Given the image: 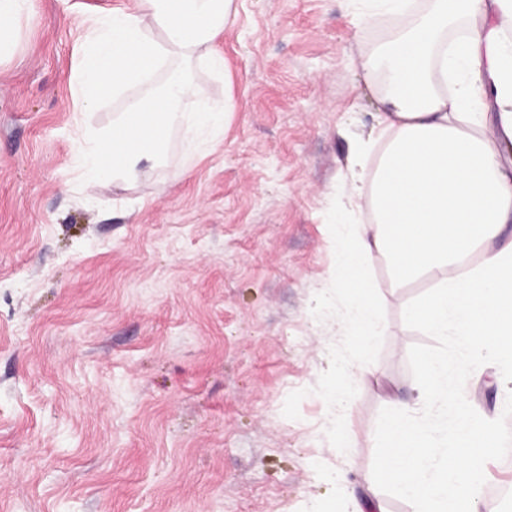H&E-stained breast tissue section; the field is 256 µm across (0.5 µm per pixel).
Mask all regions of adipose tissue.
Wrapping results in <instances>:
<instances>
[{
	"instance_id": "adipose-tissue-1",
	"label": "adipose tissue",
	"mask_w": 512,
	"mask_h": 512,
	"mask_svg": "<svg viewBox=\"0 0 512 512\" xmlns=\"http://www.w3.org/2000/svg\"><path fill=\"white\" fill-rule=\"evenodd\" d=\"M362 20L394 18L361 49L365 83L379 103V139L355 140L338 241L337 277L356 309L352 331L375 336L365 259H387L395 283L437 277L408 316L435 336L454 333L471 363L512 371V0H366ZM235 0H137L135 11L92 18L96 42L78 64L81 164L105 178L136 179L173 130L223 131L231 101L207 98L184 71L218 67L212 48ZM142 79L111 131L88 122L96 99ZM126 147L112 160L116 142Z\"/></svg>"
}]
</instances>
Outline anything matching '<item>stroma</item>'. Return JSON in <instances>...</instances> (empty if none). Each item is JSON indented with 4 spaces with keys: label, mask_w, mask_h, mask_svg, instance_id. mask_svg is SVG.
Here are the masks:
<instances>
[{
    "label": "stroma",
    "mask_w": 512,
    "mask_h": 512,
    "mask_svg": "<svg viewBox=\"0 0 512 512\" xmlns=\"http://www.w3.org/2000/svg\"><path fill=\"white\" fill-rule=\"evenodd\" d=\"M195 65L231 97L219 143L172 133L133 183L78 167L77 65L91 16L136 0H35L0 63V512H411L371 468L387 393L431 337L367 259L378 333L353 335L336 280L350 142L378 130L363 0H235ZM490 364L465 396L502 415ZM347 431L349 447L336 445Z\"/></svg>",
    "instance_id": "stroma-1"
}]
</instances>
